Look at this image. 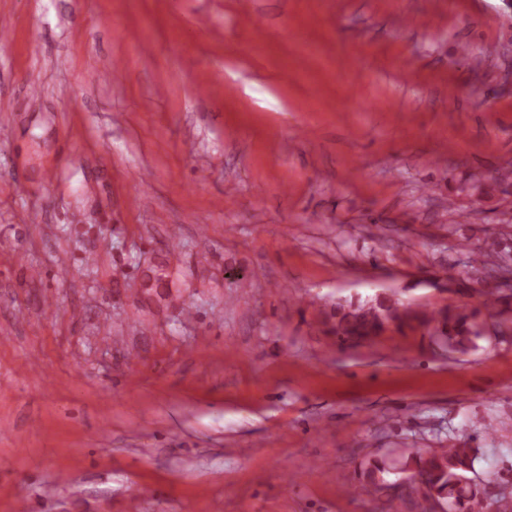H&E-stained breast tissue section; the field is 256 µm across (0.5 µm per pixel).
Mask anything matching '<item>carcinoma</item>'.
Segmentation results:
<instances>
[{"instance_id":"cac0c4a2","label":"carcinoma","mask_w":512,"mask_h":512,"mask_svg":"<svg viewBox=\"0 0 512 512\" xmlns=\"http://www.w3.org/2000/svg\"><path fill=\"white\" fill-rule=\"evenodd\" d=\"M494 256L499 260L497 271L512 268L503 265L512 256V247L501 239L487 243L473 258L466 277L479 271ZM336 326L334 331L343 341H361L378 336L386 325L402 321L398 300L378 297L373 301L336 305ZM416 319L423 325L437 323L436 331L448 338L457 350L464 352L478 335L470 322V316L463 310L446 309L430 315L422 313ZM476 449L474 448H433L425 454L412 457L414 468L406 476L401 490L388 494L391 486L380 478L384 466L375 463L367 469V485L364 489L371 495H390L405 509V512H434L432 502L438 500L448 507V512H506L512 505V490L490 479L484 485L472 484L469 474L474 472Z\"/></svg>"}]
</instances>
